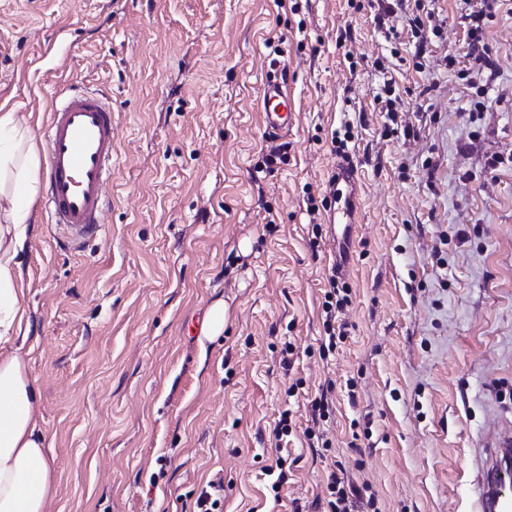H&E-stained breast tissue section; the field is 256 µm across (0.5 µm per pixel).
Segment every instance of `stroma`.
Segmentation results:
<instances>
[{
    "mask_svg": "<svg viewBox=\"0 0 512 512\" xmlns=\"http://www.w3.org/2000/svg\"><path fill=\"white\" fill-rule=\"evenodd\" d=\"M281 69L295 110L270 165L258 97ZM71 84L112 102L115 173L99 239L57 248L39 199L22 251L14 347L41 394L48 512H194L211 482L223 512H324L336 468L358 512H470L464 461L512 421V11L0 0V112L44 145ZM343 155L365 193L345 336L324 356L336 243L309 208ZM219 300L223 334L189 336ZM326 385L331 446L312 448L306 405Z\"/></svg>",
    "mask_w": 512,
    "mask_h": 512,
    "instance_id": "35a3bbf8",
    "label": "stroma"
}]
</instances>
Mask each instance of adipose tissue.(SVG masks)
I'll return each instance as SVG.
<instances>
[{"label":"adipose tissue","mask_w":512,"mask_h":512,"mask_svg":"<svg viewBox=\"0 0 512 512\" xmlns=\"http://www.w3.org/2000/svg\"><path fill=\"white\" fill-rule=\"evenodd\" d=\"M38 149L13 113H0V512H47L54 473L38 431L41 396L10 346L27 319L21 252L39 194Z\"/></svg>","instance_id":"1"}]
</instances>
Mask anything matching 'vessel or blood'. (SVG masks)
<instances>
[{
	"instance_id": "obj_1",
	"label": "vessel or blood",
	"mask_w": 512,
	"mask_h": 512,
	"mask_svg": "<svg viewBox=\"0 0 512 512\" xmlns=\"http://www.w3.org/2000/svg\"><path fill=\"white\" fill-rule=\"evenodd\" d=\"M293 96L283 79L266 81L260 95L263 128L269 139L286 137ZM44 200L65 246L97 240L106 207L105 187L112 179V105L107 98L76 88L52 99L46 125ZM334 199L330 223L340 226L335 265L350 264L351 230L357 222L360 180L353 161L338 160L328 183ZM473 512H512V435L492 437L472 460Z\"/></svg>"
}]
</instances>
